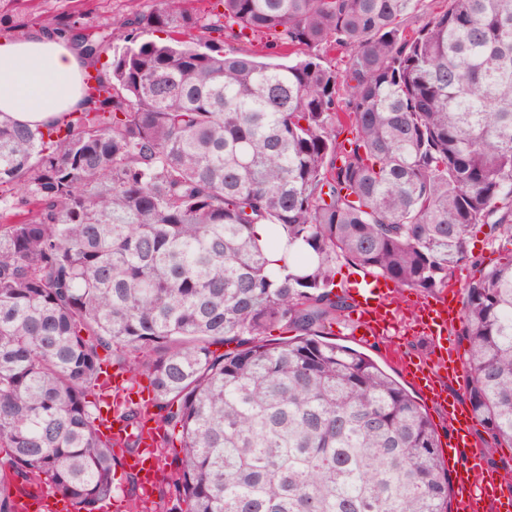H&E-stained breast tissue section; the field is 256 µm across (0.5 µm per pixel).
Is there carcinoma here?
<instances>
[{
    "label": "carcinoma",
    "mask_w": 512,
    "mask_h": 512,
    "mask_svg": "<svg viewBox=\"0 0 512 512\" xmlns=\"http://www.w3.org/2000/svg\"><path fill=\"white\" fill-rule=\"evenodd\" d=\"M191 2L120 20L80 111L0 114V512L115 498L144 414L104 398L115 348L154 391L166 512H449L434 422L326 336L337 262L427 297L488 227L458 335L484 455L512 448V0ZM18 510L36 512H64L68 509L65 501L46 490L36 492L35 498L21 495L18 499Z\"/></svg>",
    "instance_id": "cac0c4a2"
}]
</instances>
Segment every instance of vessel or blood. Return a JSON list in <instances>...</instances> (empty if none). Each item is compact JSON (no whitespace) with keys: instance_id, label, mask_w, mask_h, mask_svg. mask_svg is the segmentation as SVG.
Wrapping results in <instances>:
<instances>
[{"instance_id":"b4317fda","label":"vessel or blood","mask_w":512,"mask_h":512,"mask_svg":"<svg viewBox=\"0 0 512 512\" xmlns=\"http://www.w3.org/2000/svg\"><path fill=\"white\" fill-rule=\"evenodd\" d=\"M349 293L357 315L354 332L365 343H374L396 331L402 292L393 281L366 273L352 283ZM419 308L422 316L416 330L429 337L434 357L428 363L402 359L398 365L404 376L424 394L431 409L448 422L442 458L451 478V512H512V492L505 488L498 472L485 465L474 436L476 423L457 395L466 377L457 349L448 343V326L460 318V299L451 290L438 298L424 300ZM156 443L154 423L145 422L141 430L142 451L126 460L139 484L154 480ZM67 508L65 501L45 490L37 492L35 497L18 499L19 512H66Z\"/></svg>"}]
</instances>
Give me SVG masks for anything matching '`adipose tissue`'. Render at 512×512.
<instances>
[{
	"instance_id": "1",
	"label": "adipose tissue",
	"mask_w": 512,
	"mask_h": 512,
	"mask_svg": "<svg viewBox=\"0 0 512 512\" xmlns=\"http://www.w3.org/2000/svg\"><path fill=\"white\" fill-rule=\"evenodd\" d=\"M86 61L69 40L46 30L0 39V112L32 128L82 108Z\"/></svg>"
}]
</instances>
